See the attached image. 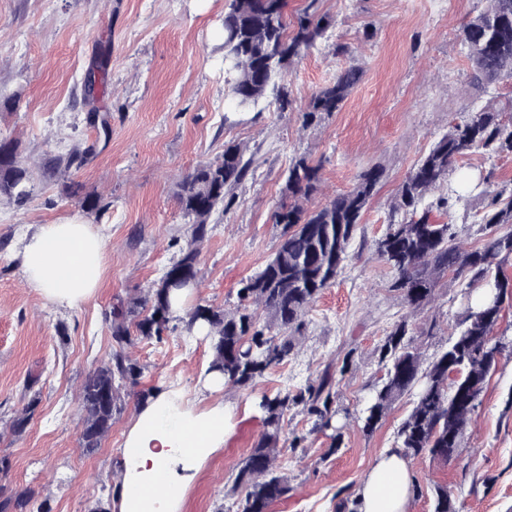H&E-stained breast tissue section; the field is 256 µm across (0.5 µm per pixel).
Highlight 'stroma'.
<instances>
[{"label":"stroma","instance_id":"stroma-1","mask_svg":"<svg viewBox=\"0 0 512 512\" xmlns=\"http://www.w3.org/2000/svg\"><path fill=\"white\" fill-rule=\"evenodd\" d=\"M228 0H0V139L18 143L32 173L23 203L0 201V489L15 495L32 487L47 512H90L108 498L114 463L134 419L129 396L100 448L79 441L77 390L111 350L106 312L118 299L143 296L183 244L187 226L176 192L181 177L241 144L251 166L234 203L212 225L200 255L190 304L227 310L242 281L262 269L280 241L273 216L289 203L293 158L320 167L309 208L352 189L377 167L381 181L364 211L335 283L310 307L294 354L249 388H225L235 428L202 467L182 512H237L243 490L239 464L265 431L262 393L306 385L328 364L348 362L333 430L317 431L296 406L282 426L301 438L279 462L291 479L286 500L272 512H348L376 457L398 446V429L413 405L393 402L373 432L360 420L372 385L384 370L378 351L393 324L407 320L412 344L430 365L448 345L462 313L460 286L444 278L434 301L405 306L390 288L393 274L376 243L390 205L408 173L450 126L485 102L512 98V78L482 90L469 84L460 30L486 0H321L328 29L317 47L284 76L303 105L341 68L363 77L339 112L303 127L300 113L262 104L244 112L224 107L221 62ZM346 54H338V47ZM107 119L109 132L89 124ZM91 147L71 170L80 197L99 199L90 212L45 178L48 162L73 146ZM481 184L486 196L463 193L447 220L464 248L481 246L478 222L487 195L512 194V155L471 149L448 177ZM78 217L108 248L97 293L77 309L47 303L25 281L15 258L37 225ZM143 368L142 387L171 383L185 390L212 360L207 337L173 333L136 341L130 350ZM33 415L21 434L8 433L27 404ZM414 491L408 512H433V487L448 483L461 512H512V345L491 370L466 427L464 446L448 464L411 458Z\"/></svg>","mask_w":512,"mask_h":512}]
</instances>
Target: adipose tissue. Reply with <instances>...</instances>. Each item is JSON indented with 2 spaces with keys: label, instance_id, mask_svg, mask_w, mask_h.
Listing matches in <instances>:
<instances>
[{
  "label": "adipose tissue",
  "instance_id": "adipose-tissue-1",
  "mask_svg": "<svg viewBox=\"0 0 512 512\" xmlns=\"http://www.w3.org/2000/svg\"><path fill=\"white\" fill-rule=\"evenodd\" d=\"M106 241L81 222L43 224L17 253L26 282L50 304L75 308L101 281ZM224 388L217 371L202 373L194 400L173 386L139 402L116 470L113 512H181L201 466L232 432L230 404L213 400ZM413 475L403 448L385 449L353 498L354 512H407Z\"/></svg>",
  "mask_w": 512,
  "mask_h": 512
}]
</instances>
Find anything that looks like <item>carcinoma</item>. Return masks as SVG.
<instances>
[{
	"mask_svg": "<svg viewBox=\"0 0 512 512\" xmlns=\"http://www.w3.org/2000/svg\"><path fill=\"white\" fill-rule=\"evenodd\" d=\"M288 0H231L224 16V74L227 100L234 111L248 110L272 98L278 109L291 105L282 83L288 67L320 42L326 32L319 15V0H306L295 22L288 23ZM462 41L470 63L469 84L482 88L512 77V0H488V6L462 28ZM362 71L350 65L327 85L312 92L303 107V126L339 111ZM471 148L491 155L512 153V122L500 117L492 105L471 112L437 140L401 184L391 208L388 229L377 242V252L393 273L391 288L412 309L427 305L440 281L450 276L460 281L467 306L448 348L425 370L411 345L407 320L398 321L380 348L384 376L362 412L363 430L371 432L393 402L420 386L413 407L398 435L408 456L429 455L446 464L463 446L469 416L480 402L488 374L506 348L494 333L505 303L512 300V278L501 264L512 259V195H494L480 223L487 231L481 246L465 249L454 243L453 225L437 224L431 208H448L459 196L451 189L427 207L425 197L448 183L457 158ZM239 144L195 167L178 183L177 200L188 219V236L179 257L165 270L161 281L143 297L122 300L111 307L112 349L107 360L88 373L80 388L83 411L80 441L87 451L98 448L121 412L124 392L140 383L142 367L126 353L137 339L161 340L171 325V293L163 280L176 273L198 274V258L208 237L213 215L227 211L233 191L245 179L250 161ZM87 152L78 149L52 160L50 176L64 179L62 194L77 190L65 181V172L81 166ZM382 171H364L356 186L329 203L304 206L316 190L319 167L300 156L288 168L286 186L293 202L278 209L274 223L283 226L281 241L271 259L238 291L240 305L233 312L198 304L178 319L182 329L203 322L208 327L210 368L224 381L249 387L273 366L287 360L296 347L293 333L304 323L312 302L331 286L344 267L347 249L362 214L374 195ZM30 172L22 163L18 145L0 140V198L24 201L29 196ZM339 380L326 369L319 378L296 391L264 393L259 407L266 430L256 448L240 463L237 480L245 487L238 512H268L270 505L288 495V476L278 463L282 421L288 409L303 406L316 417L315 427L327 430L338 413ZM39 493L29 488L22 495L0 497V512H43ZM434 512H459L453 490L435 486Z\"/></svg>",
	"mask_w": 512,
	"mask_h": 512,
	"instance_id": "carcinoma-1",
	"label": "carcinoma"
}]
</instances>
